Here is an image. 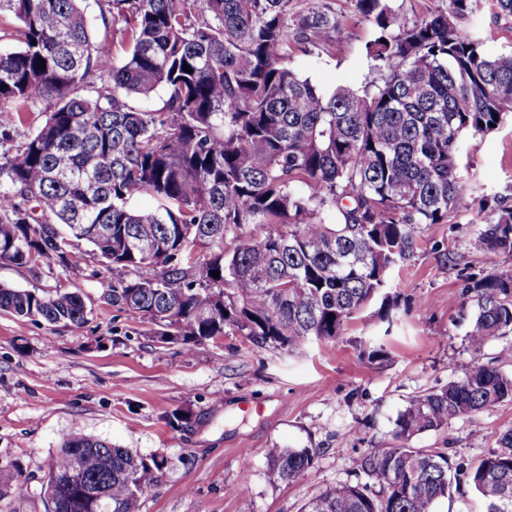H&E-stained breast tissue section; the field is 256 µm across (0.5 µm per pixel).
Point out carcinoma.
<instances>
[{
    "label": "carcinoma",
    "instance_id": "carcinoma-1",
    "mask_svg": "<svg viewBox=\"0 0 512 512\" xmlns=\"http://www.w3.org/2000/svg\"><path fill=\"white\" fill-rule=\"evenodd\" d=\"M79 2L0 0V16L15 21L3 38L20 43L0 51V128L38 102L46 113L0 163V262H63L85 241L112 271V306L189 352L227 327L259 347L333 341L375 302L390 319V273L413 257L418 225L447 222L471 191L463 141L512 112V53H490L487 35L467 26L472 0L412 24L390 0H356L378 30L365 49L380 81L331 94L289 65L295 44L335 48L341 22L326 8L107 0L128 48L99 84L110 47L92 39ZM159 88L162 107L136 104ZM140 195L157 206L135 208ZM253 225L269 231L253 238ZM477 245L512 254V207L492 210ZM471 293L465 376L414 396L395 420L398 445L367 449L360 479L320 491L301 512H433L466 487L486 512H512V428L472 467L412 443L512 401V375L481 361L489 340L512 335V266L465 273L462 295ZM0 311L71 331L89 315L61 288L0 286ZM313 457L274 450L269 481L291 480ZM166 466L76 431L46 479L56 512H142Z\"/></svg>",
    "mask_w": 512,
    "mask_h": 512
}]
</instances>
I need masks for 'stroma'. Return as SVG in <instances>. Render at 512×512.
<instances>
[{"label":"stroma","mask_w":512,"mask_h":512,"mask_svg":"<svg viewBox=\"0 0 512 512\" xmlns=\"http://www.w3.org/2000/svg\"><path fill=\"white\" fill-rule=\"evenodd\" d=\"M342 21L335 50L293 47L290 64L325 92L378 80L365 44L377 35L353 0H326ZM94 37L114 59L126 42L106 0H84ZM470 27L492 31L491 53L512 51V17L477 0ZM474 196L512 206V113L461 156ZM487 219L464 199L447 223L422 225L413 257L390 275L398 297L393 324L376 305L329 342L288 350L259 348L234 328L185 352L148 335L117 311L112 274L91 245L38 266L0 262V284L79 291L86 327L60 326L0 313V512H47L41 493L48 465L74 431L144 456L165 458L161 482L143 496L142 512H299L318 491L354 480L358 456L393 443L394 422L409 398L460 379L473 355L465 333L474 305H462V281L449 256L492 270L512 256L476 244ZM187 417L174 426L173 413ZM512 427V402L417 437L420 448L447 449L474 464ZM275 448H312L311 468L292 481L268 480ZM26 479L24 493L16 477Z\"/></svg>","instance_id":"stroma-1"}]
</instances>
